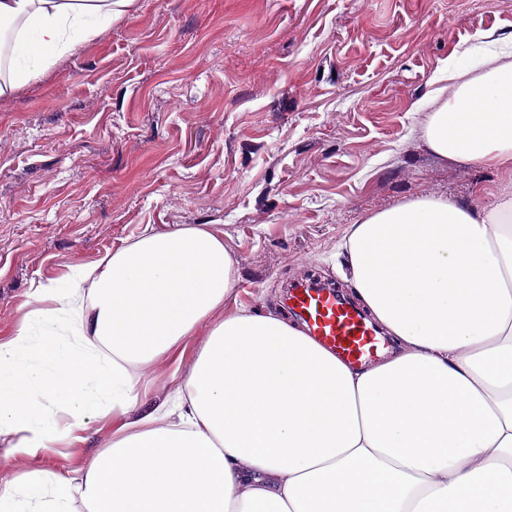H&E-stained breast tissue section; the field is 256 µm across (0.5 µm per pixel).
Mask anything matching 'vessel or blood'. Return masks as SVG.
Segmentation results:
<instances>
[{"label":"vessel or blood","mask_w":512,"mask_h":512,"mask_svg":"<svg viewBox=\"0 0 512 512\" xmlns=\"http://www.w3.org/2000/svg\"><path fill=\"white\" fill-rule=\"evenodd\" d=\"M289 300L307 331L343 357L357 362L375 350L373 327L334 289L303 285L291 292Z\"/></svg>","instance_id":"b4317fda"}]
</instances>
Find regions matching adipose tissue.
Segmentation results:
<instances>
[{"label": "adipose tissue", "instance_id": "1", "mask_svg": "<svg viewBox=\"0 0 512 512\" xmlns=\"http://www.w3.org/2000/svg\"><path fill=\"white\" fill-rule=\"evenodd\" d=\"M116 0H0L15 26L0 96L112 23ZM429 149L512 163V63L433 112ZM354 292L394 350L355 365L275 313L214 323L236 284L224 233L146 227L39 284L0 341V435L36 457L89 419L126 422L84 469L35 471L0 512H512V192L419 196L351 225ZM208 325L169 413L140 366Z\"/></svg>", "mask_w": 512, "mask_h": 512}]
</instances>
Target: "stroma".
<instances>
[{"instance_id":"obj_1","label":"stroma","mask_w":512,"mask_h":512,"mask_svg":"<svg viewBox=\"0 0 512 512\" xmlns=\"http://www.w3.org/2000/svg\"><path fill=\"white\" fill-rule=\"evenodd\" d=\"M512 50V0H132L111 26L0 97V340L35 285L95 263L145 227L219 225L244 307L293 313L284 285L316 272L352 297L338 246L418 196L476 207L512 166L433 154L424 129L467 49ZM204 333L139 370L150 405L182 389ZM121 418L16 456L26 472L85 467Z\"/></svg>"}]
</instances>
